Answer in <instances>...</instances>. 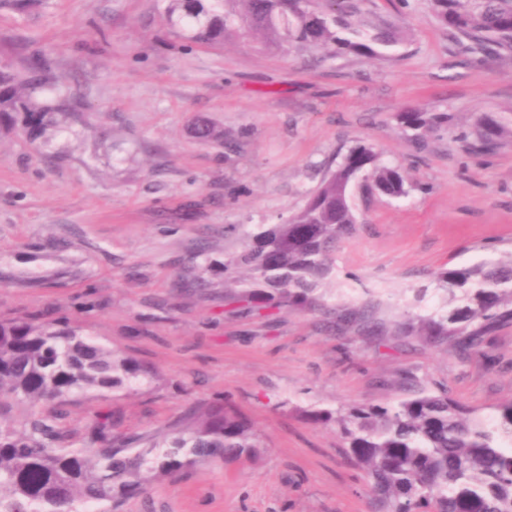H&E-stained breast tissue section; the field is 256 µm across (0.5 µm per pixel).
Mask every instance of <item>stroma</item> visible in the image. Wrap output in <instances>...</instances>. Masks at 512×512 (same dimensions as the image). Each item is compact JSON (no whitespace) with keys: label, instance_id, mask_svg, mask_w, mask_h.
<instances>
[{"label":"stroma","instance_id":"obj_1","mask_svg":"<svg viewBox=\"0 0 512 512\" xmlns=\"http://www.w3.org/2000/svg\"><path fill=\"white\" fill-rule=\"evenodd\" d=\"M357 6L364 33L389 27L397 43L333 57L237 34L188 48L165 35L160 0L0 9V62L49 54L78 104L49 145L0 137V317L69 321L151 371L141 388L76 397L68 427L109 408L117 433L138 434L224 402L260 435L246 463L183 470L124 512H373L336 425L304 410L423 390L479 415L512 400V321L464 353L398 330L440 309L439 272L512 248V137L488 156L457 139L486 115L512 127V57L472 62L427 0ZM410 110L443 117L420 148L396 119ZM361 141L409 182L393 199L351 189L358 224L325 302L369 323L225 305V254L298 210Z\"/></svg>","mask_w":512,"mask_h":512}]
</instances>
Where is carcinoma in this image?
Returning <instances> with one entry per match:
<instances>
[{
    "instance_id": "cac0c4a2",
    "label": "carcinoma",
    "mask_w": 512,
    "mask_h": 512,
    "mask_svg": "<svg viewBox=\"0 0 512 512\" xmlns=\"http://www.w3.org/2000/svg\"><path fill=\"white\" fill-rule=\"evenodd\" d=\"M454 37L485 62L512 56V0H428ZM351 0H164L165 28L190 45L211 46L244 28L271 49L372 54L390 44L384 29L372 42L353 40ZM48 58L21 74L0 63V135L21 124L44 144L73 111L56 91ZM400 123L428 132L438 117L407 111ZM503 127L483 117L460 141L471 155L496 151ZM379 197L407 195L403 170L380 163L367 143L352 147L304 205L278 224H259L224 259V301L245 309L324 311L336 322L368 321L324 304L336 245L356 230L351 187ZM443 311L404 327L435 345L475 346L487 322L512 320V250L505 257L451 267L437 276ZM150 376L67 323L0 318V512H109L147 485L186 468L243 462L259 447L250 420L234 407H191L153 433L114 434V413L97 412L82 431H63L64 407L88 392L132 389ZM315 424H336L344 452L365 474L377 512H512V402L490 419L467 411L446 393L421 392L382 404L308 410Z\"/></svg>"
}]
</instances>
